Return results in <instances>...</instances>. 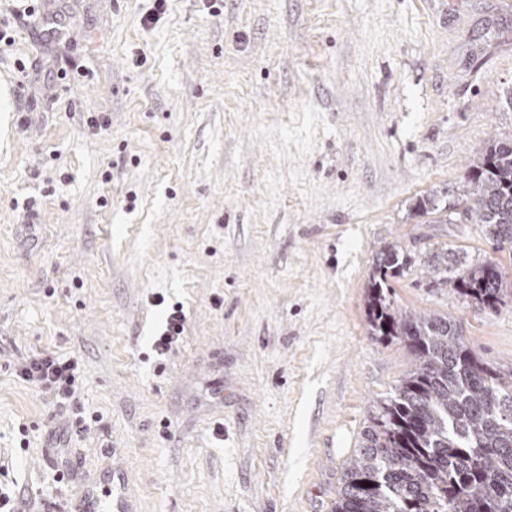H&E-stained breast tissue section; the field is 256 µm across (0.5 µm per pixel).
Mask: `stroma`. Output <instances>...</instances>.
Returning <instances> with one entry per match:
<instances>
[{
    "label": "stroma",
    "mask_w": 512,
    "mask_h": 512,
    "mask_svg": "<svg viewBox=\"0 0 512 512\" xmlns=\"http://www.w3.org/2000/svg\"><path fill=\"white\" fill-rule=\"evenodd\" d=\"M209 2L147 27L153 0H68L58 52L25 22L0 52V483L19 512H82L114 469L138 512H333L414 365L368 333L388 243L413 257L396 306L455 319L512 373V294L480 308L425 262L494 258L512 287V246L463 202L473 154L512 140V0ZM434 191L449 223L412 214ZM42 353L78 359L74 404L20 377ZM184 323L185 315L182 312V308L174 306L167 315L164 332L153 341L157 352L166 354L172 349L184 331Z\"/></svg>",
    "instance_id": "stroma-1"
}]
</instances>
